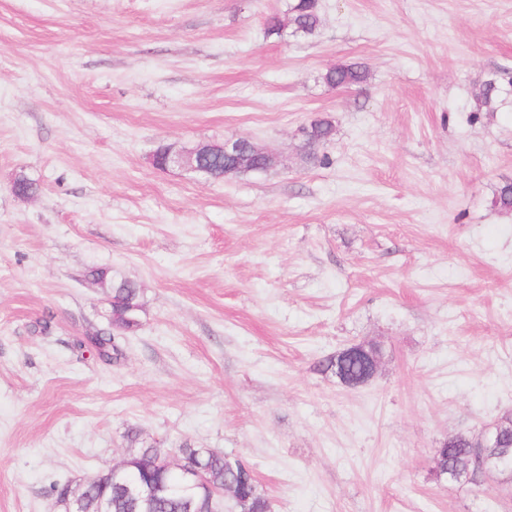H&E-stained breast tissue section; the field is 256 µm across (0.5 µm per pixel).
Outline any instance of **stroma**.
Here are the masks:
<instances>
[{
	"instance_id": "1",
	"label": "stroma",
	"mask_w": 512,
	"mask_h": 512,
	"mask_svg": "<svg viewBox=\"0 0 512 512\" xmlns=\"http://www.w3.org/2000/svg\"><path fill=\"white\" fill-rule=\"evenodd\" d=\"M289 2L0 0V512L181 445L245 461L271 512H512L434 471L512 416V93L475 110L512 83V0H319L313 38L267 34ZM341 64L367 80L325 85ZM241 136L277 165L149 160ZM96 267L144 291L109 363ZM367 342V385L321 371ZM504 90L499 81L495 77H491L484 81L480 92L476 96V112L485 109L486 112H493L497 109L500 102L503 101L502 96Z\"/></svg>"
}]
</instances>
